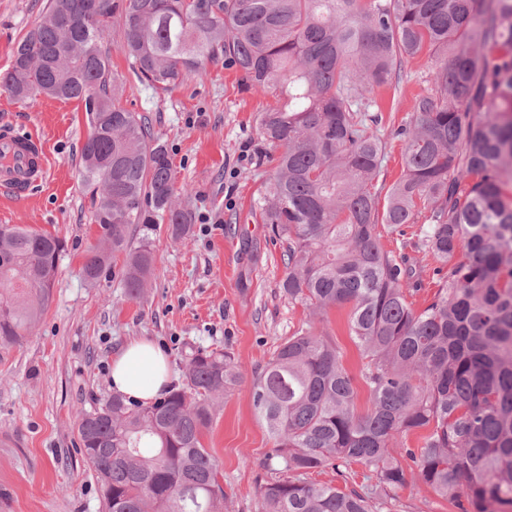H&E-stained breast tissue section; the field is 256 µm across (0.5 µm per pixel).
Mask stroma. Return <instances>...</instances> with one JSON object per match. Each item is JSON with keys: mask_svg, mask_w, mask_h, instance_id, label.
Returning a JSON list of instances; mask_svg holds the SVG:
<instances>
[{"mask_svg": "<svg viewBox=\"0 0 512 512\" xmlns=\"http://www.w3.org/2000/svg\"><path fill=\"white\" fill-rule=\"evenodd\" d=\"M47 0H0V72L15 45L42 15ZM124 28L113 19L104 46L122 107L148 117L171 156L177 193H188L192 232L153 235L154 261L140 298L122 284L123 256L97 283L81 266L99 242L93 199L81 181V149L90 130L83 102L47 97L19 100L0 88V125L37 134L47 158L45 179L29 197L0 190V225L19 224L64 240L53 299L18 345L0 346V512H102L97 478L78 434L83 413L112 396V359L133 337L151 340L168 357L173 384L197 349H226L245 376L223 402L203 444L219 460L232 512H257L267 480L263 461L273 446L251 401L252 381L277 346L300 329L306 314L278 285L285 247L251 212L274 162L257 132L273 98L241 90V75L217 64L165 94L132 72L120 47ZM439 67L421 56L377 94L386 143L379 201L404 173L397 130L411 118L414 96L430 90ZM385 249L407 256L422 279L412 296L424 308L437 289L434 263L418 248V227L378 225Z\"/></svg>", "mask_w": 512, "mask_h": 512, "instance_id": "stroma-1", "label": "stroma"}]
</instances>
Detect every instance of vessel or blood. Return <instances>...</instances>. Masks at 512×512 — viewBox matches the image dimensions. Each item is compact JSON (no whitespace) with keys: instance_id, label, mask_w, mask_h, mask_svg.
<instances>
[{"instance_id":"1","label":"vessel or blood","mask_w":512,"mask_h":512,"mask_svg":"<svg viewBox=\"0 0 512 512\" xmlns=\"http://www.w3.org/2000/svg\"><path fill=\"white\" fill-rule=\"evenodd\" d=\"M41 140L13 129H0V189L19 196L30 193L46 174Z\"/></svg>"}]
</instances>
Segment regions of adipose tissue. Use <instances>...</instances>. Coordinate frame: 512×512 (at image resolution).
<instances>
[{"label": "adipose tissue", "instance_id": "adipose-tissue-1", "mask_svg": "<svg viewBox=\"0 0 512 512\" xmlns=\"http://www.w3.org/2000/svg\"><path fill=\"white\" fill-rule=\"evenodd\" d=\"M114 393L140 402L161 399L170 383V364L145 338L127 342L114 356L110 371Z\"/></svg>", "mask_w": 512, "mask_h": 512}]
</instances>
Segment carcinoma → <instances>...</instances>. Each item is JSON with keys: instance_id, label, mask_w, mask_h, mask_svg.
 Returning <instances> with one entry per match:
<instances>
[{"instance_id": "obj_1", "label": "carcinoma", "mask_w": 512, "mask_h": 512, "mask_svg": "<svg viewBox=\"0 0 512 512\" xmlns=\"http://www.w3.org/2000/svg\"><path fill=\"white\" fill-rule=\"evenodd\" d=\"M88 2L48 0L0 73L17 99L85 103L82 178L98 192L103 246L87 250L84 278L96 283L123 253L136 299L156 224L176 240L191 230L166 144L111 85L101 44L117 13L120 50L152 88L167 92L222 61L276 99L258 117L259 137L279 155L255 210L288 242L279 288L321 322L350 308L357 373L311 323L253 380V408L273 440L258 512H394L391 492L408 484L403 457L457 512H512V0H98L93 16ZM422 54L440 67L397 132L404 176L381 211L385 143L370 108L376 89ZM418 216L438 263L421 310L408 301L415 272L377 233ZM63 250L54 235L0 227V345L21 344L49 308ZM242 378L230 352L199 349L162 400L114 394L83 414L105 512H231L203 436ZM358 380L369 394L362 414ZM354 465L375 484L311 480L332 467L347 482Z\"/></svg>"}]
</instances>
